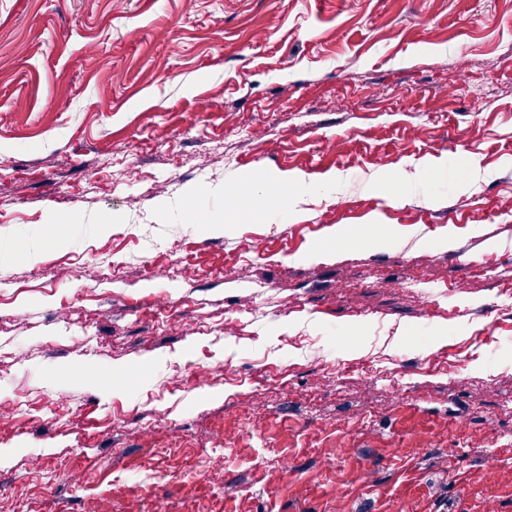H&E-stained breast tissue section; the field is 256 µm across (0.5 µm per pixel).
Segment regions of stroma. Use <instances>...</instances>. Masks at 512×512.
Instances as JSON below:
<instances>
[{"mask_svg":"<svg viewBox=\"0 0 512 512\" xmlns=\"http://www.w3.org/2000/svg\"><path fill=\"white\" fill-rule=\"evenodd\" d=\"M283 174L288 207L225 223L228 185ZM160 264L195 275L153 279ZM403 278L433 303L380 286ZM254 298L267 314L244 320ZM173 318L195 333L167 334ZM215 364L224 383L201 384ZM509 400L512 0H0V494L17 512H512Z\"/></svg>","mask_w":512,"mask_h":512,"instance_id":"35a3bbf8","label":"stroma"}]
</instances>
